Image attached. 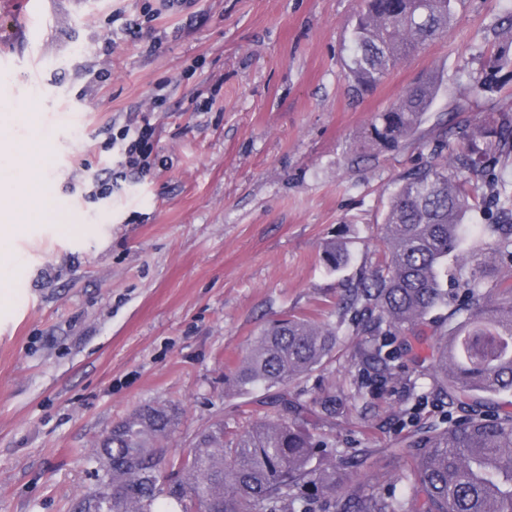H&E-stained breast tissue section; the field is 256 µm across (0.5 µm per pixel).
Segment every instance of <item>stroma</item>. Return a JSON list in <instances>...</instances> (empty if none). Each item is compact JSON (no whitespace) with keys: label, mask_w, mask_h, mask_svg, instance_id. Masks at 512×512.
I'll use <instances>...</instances> for the list:
<instances>
[{"label":"stroma","mask_w":512,"mask_h":512,"mask_svg":"<svg viewBox=\"0 0 512 512\" xmlns=\"http://www.w3.org/2000/svg\"><path fill=\"white\" fill-rule=\"evenodd\" d=\"M358 0H54L14 29L0 98L36 113L7 139L41 142L50 166L11 248L16 303H0V512H80L99 486L89 462L113 425L147 404L179 407L180 458L215 419L235 431L261 409L229 379L271 321L337 324L335 352L294 382L335 395L321 435L337 455L377 453L360 483L390 490L388 456L442 408L407 359L357 392L366 337L338 325L348 280L374 265L383 212L423 163L417 141L374 154V113L429 74L431 109L463 125L512 113V0H462L447 33L358 92L344 71ZM140 23L139 38L126 32ZM493 87L476 90L482 77ZM149 118L151 168L119 173L113 133ZM110 193L95 194L96 179ZM351 241L341 273L325 242Z\"/></svg>","instance_id":"obj_1"}]
</instances>
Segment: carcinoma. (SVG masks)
Wrapping results in <instances>:
<instances>
[{"label":"carcinoma","instance_id":"cac0c4a2","mask_svg":"<svg viewBox=\"0 0 512 512\" xmlns=\"http://www.w3.org/2000/svg\"><path fill=\"white\" fill-rule=\"evenodd\" d=\"M456 0H361L349 34L347 76L363 90L448 30ZM439 92L437 77L411 86L375 114L366 141L379 153L416 134ZM426 163L400 179L382 219L385 246L336 305L353 314L369 344L362 363L383 381L398 337L429 335L433 357L416 359L430 393L448 410L416 429L394 457L411 465L396 481L410 500L357 483L371 454L356 449L336 465L313 428L336 415V398L307 401L291 384L322 366L336 327L305 316L274 320L237 363L234 390L264 394L250 403L265 415L241 431L217 420L197 434L180 464L167 440L178 414L146 405L114 425L93 452L112 480V512H512V184L490 173L491 195L471 179L483 159L512 158V113L491 126L458 129L439 116ZM481 213L486 223L470 224ZM351 259L348 243L329 241L332 272ZM453 284L452 289L445 288ZM445 309L438 318L431 314Z\"/></svg>","mask_w":512,"mask_h":512}]
</instances>
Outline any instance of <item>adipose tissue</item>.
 Instances as JSON below:
<instances>
[{"instance_id": "ef3b65f1", "label": "adipose tissue", "mask_w": 512, "mask_h": 512, "mask_svg": "<svg viewBox=\"0 0 512 512\" xmlns=\"http://www.w3.org/2000/svg\"><path fill=\"white\" fill-rule=\"evenodd\" d=\"M46 159L38 145L0 140V206L6 214L0 218V246L6 245L15 236L21 224L32 217L30 199L41 189L38 177Z\"/></svg>"}]
</instances>
